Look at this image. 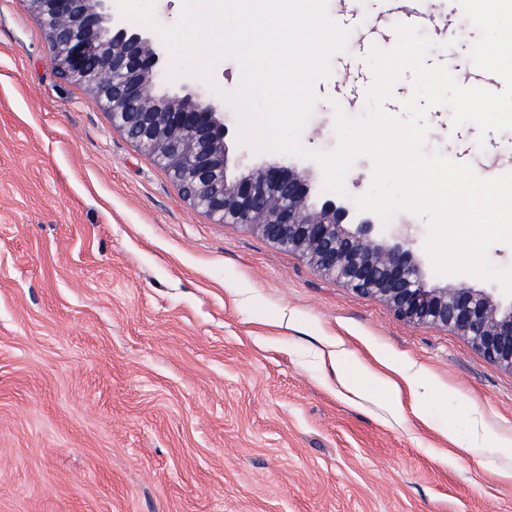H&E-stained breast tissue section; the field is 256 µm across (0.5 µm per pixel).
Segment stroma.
Returning a JSON list of instances; mask_svg holds the SVG:
<instances>
[{"label":"stroma","mask_w":512,"mask_h":512,"mask_svg":"<svg viewBox=\"0 0 512 512\" xmlns=\"http://www.w3.org/2000/svg\"><path fill=\"white\" fill-rule=\"evenodd\" d=\"M478 37L429 62L461 77ZM164 87L218 99L241 68L162 44ZM42 20L0 0V512H512V370L439 326L396 318L252 229L218 224L113 125L94 91L60 77ZM301 145L338 144L339 83L374 76L357 48L331 59ZM224 144L239 169L303 172L309 205L332 198L352 224L374 166L358 159L331 195L313 160L258 151L232 104ZM427 150L470 153L483 178L512 172V131L480 135L431 108ZM424 277L512 302L494 281ZM342 337L364 360L419 369L430 426L402 421L384 393L347 394L317 354ZM459 440L447 463L437 431Z\"/></svg>","instance_id":"35a3bbf8"}]
</instances>
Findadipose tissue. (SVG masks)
Wrapping results in <instances>:
<instances>
[{
    "label": "adipose tissue",
    "mask_w": 512,
    "mask_h": 512,
    "mask_svg": "<svg viewBox=\"0 0 512 512\" xmlns=\"http://www.w3.org/2000/svg\"><path fill=\"white\" fill-rule=\"evenodd\" d=\"M330 350L326 361L336 373L341 386L350 394L365 397L372 391L386 393L393 401H400L403 394L413 398L412 415L416 422L427 424L428 415L422 409L418 398L428 385L418 374H411L398 368L389 359L380 357L370 363L353 355L341 337L328 341Z\"/></svg>",
    "instance_id": "adipose-tissue-1"
}]
</instances>
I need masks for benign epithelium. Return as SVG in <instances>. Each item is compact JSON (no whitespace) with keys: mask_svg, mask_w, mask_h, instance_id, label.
<instances>
[{"mask_svg":"<svg viewBox=\"0 0 512 512\" xmlns=\"http://www.w3.org/2000/svg\"><path fill=\"white\" fill-rule=\"evenodd\" d=\"M43 21L51 63L66 80L98 95L112 123L152 154L184 197L216 223L243 224L294 252L357 294L385 302L410 325L445 327L512 370V301L466 286L425 281L408 225L378 239L375 225L345 224L349 209L308 208L310 186L293 167L267 163L231 177L224 103L191 91L160 95L161 49L114 16L112 0H22Z\"/></svg>","mask_w":512,"mask_h":512,"instance_id":"1","label":"benign epithelium"}]
</instances>
